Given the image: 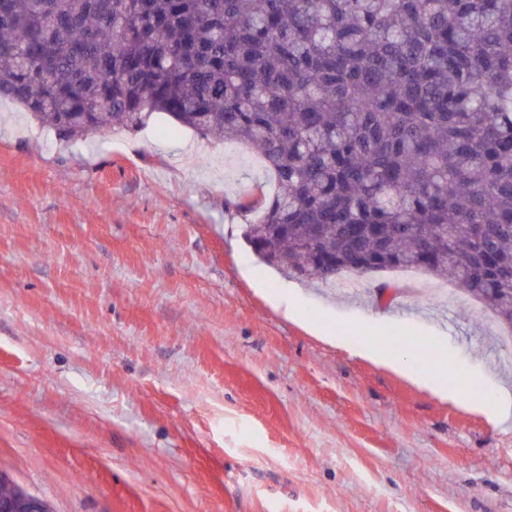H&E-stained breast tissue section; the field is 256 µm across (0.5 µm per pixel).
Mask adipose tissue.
<instances>
[{
  "mask_svg": "<svg viewBox=\"0 0 512 512\" xmlns=\"http://www.w3.org/2000/svg\"><path fill=\"white\" fill-rule=\"evenodd\" d=\"M384 329L385 323L379 318L369 319L361 326L360 332L363 336V341L359 349L360 354L372 357L381 362H389L390 365H393L412 377L423 387L443 398L452 396L456 389L464 383L465 377L458 370L457 366H447L443 364L432 368L411 355L399 358L387 357L386 354L379 351L375 345L378 334L383 332Z\"/></svg>",
  "mask_w": 512,
  "mask_h": 512,
  "instance_id": "adipose-tissue-1",
  "label": "adipose tissue"
}]
</instances>
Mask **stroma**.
Listing matches in <instances>:
<instances>
[{"label": "stroma", "instance_id": "stroma-1", "mask_svg": "<svg viewBox=\"0 0 512 512\" xmlns=\"http://www.w3.org/2000/svg\"><path fill=\"white\" fill-rule=\"evenodd\" d=\"M271 183L162 114L63 141L0 102V472L53 512H512V422L477 408L512 388L503 327L424 272L260 263L228 203ZM375 314L470 384L358 355Z\"/></svg>", "mask_w": 512, "mask_h": 512}]
</instances>
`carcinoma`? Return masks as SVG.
Returning <instances> with one entry per match:
<instances>
[{
  "label": "carcinoma",
  "instance_id": "1",
  "mask_svg": "<svg viewBox=\"0 0 512 512\" xmlns=\"http://www.w3.org/2000/svg\"><path fill=\"white\" fill-rule=\"evenodd\" d=\"M61 138L155 113L264 159L286 278L398 268L512 328V0H0V99Z\"/></svg>",
  "mask_w": 512,
  "mask_h": 512
}]
</instances>
